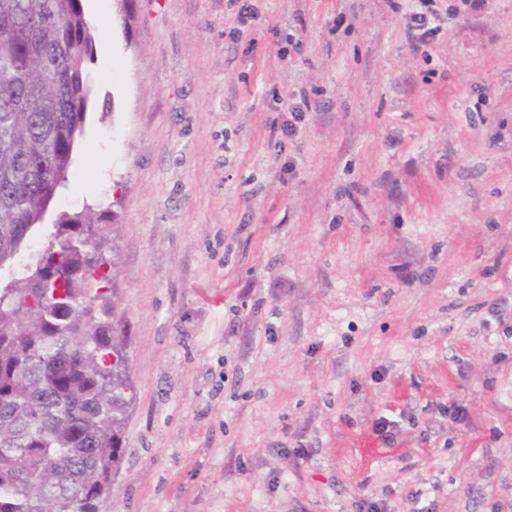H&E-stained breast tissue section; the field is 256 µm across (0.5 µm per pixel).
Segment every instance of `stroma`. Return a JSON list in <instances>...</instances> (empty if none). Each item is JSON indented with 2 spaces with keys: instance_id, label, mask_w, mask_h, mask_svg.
<instances>
[{
  "instance_id": "1",
  "label": "stroma",
  "mask_w": 512,
  "mask_h": 512,
  "mask_svg": "<svg viewBox=\"0 0 512 512\" xmlns=\"http://www.w3.org/2000/svg\"><path fill=\"white\" fill-rule=\"evenodd\" d=\"M106 4L104 165L45 216L112 227L136 396L98 512H512V0H437L419 51V0ZM426 12L411 15V24L408 26V41L415 49H421L430 43L439 32V25H433L440 21L438 11L433 7L435 0H421Z\"/></svg>"
}]
</instances>
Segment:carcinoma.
Returning a JSON list of instances; mask_svg holds the SVG:
<instances>
[{
  "label": "carcinoma",
  "mask_w": 512,
  "mask_h": 512,
  "mask_svg": "<svg viewBox=\"0 0 512 512\" xmlns=\"http://www.w3.org/2000/svg\"><path fill=\"white\" fill-rule=\"evenodd\" d=\"M82 0H0V263L61 193L92 93ZM100 215L62 213L0 286V512H98L134 385L112 318Z\"/></svg>",
  "instance_id": "cac0c4a2"
}]
</instances>
